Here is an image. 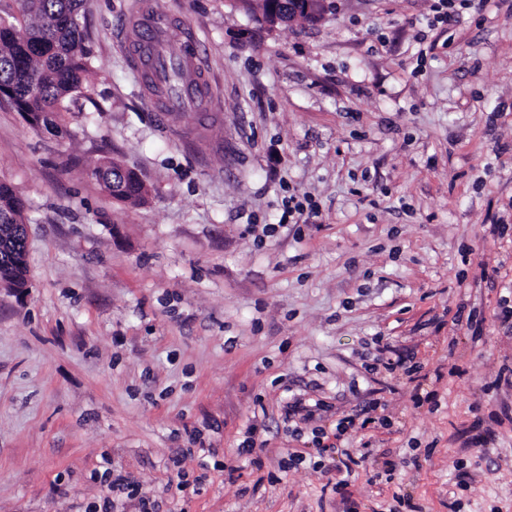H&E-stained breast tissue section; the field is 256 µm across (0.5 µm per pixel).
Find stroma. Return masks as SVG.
I'll return each instance as SVG.
<instances>
[{"label": "stroma", "instance_id": "stroma-1", "mask_svg": "<svg viewBox=\"0 0 512 512\" xmlns=\"http://www.w3.org/2000/svg\"><path fill=\"white\" fill-rule=\"evenodd\" d=\"M147 1L196 34L169 51L194 48L206 106L146 90ZM327 2L271 29L236 0H84L66 134L0 107L28 217L0 512H512V0L451 25L438 0ZM103 161L144 201L103 191ZM292 196L318 216L282 223ZM118 168L115 162L97 164L89 168L88 174L118 201L135 203L143 200L146 194L143 183L133 173L120 174Z\"/></svg>", "mask_w": 512, "mask_h": 512}]
</instances>
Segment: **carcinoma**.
Returning a JSON list of instances; mask_svg holds the SVG:
<instances>
[{"mask_svg": "<svg viewBox=\"0 0 512 512\" xmlns=\"http://www.w3.org/2000/svg\"><path fill=\"white\" fill-rule=\"evenodd\" d=\"M18 16L0 22V87L17 95L16 111L33 116L52 136L67 132L64 102L85 89L91 49L80 23L83 0H16ZM182 72L173 69L160 80L148 77L151 89L169 95ZM115 162L88 170L114 199L139 202L146 189L139 178L118 172ZM24 203L13 186L0 181V283L25 284L27 273Z\"/></svg>", "mask_w": 512, "mask_h": 512, "instance_id": "cac0c4a2", "label": "carcinoma"}]
</instances>
